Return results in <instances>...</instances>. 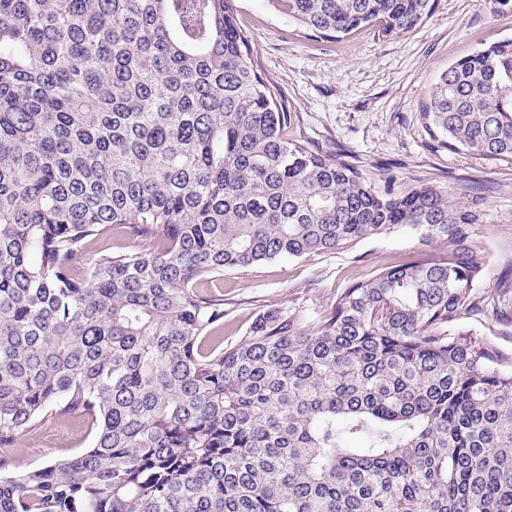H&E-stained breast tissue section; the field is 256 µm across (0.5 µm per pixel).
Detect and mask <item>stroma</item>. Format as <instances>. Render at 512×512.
<instances>
[{
	"label": "stroma",
	"mask_w": 512,
	"mask_h": 512,
	"mask_svg": "<svg viewBox=\"0 0 512 512\" xmlns=\"http://www.w3.org/2000/svg\"><path fill=\"white\" fill-rule=\"evenodd\" d=\"M238 21L255 63L292 114L289 138L346 157L364 173L424 179L446 187L469 184L482 198L476 229L486 256L478 290L512 301V157L486 160L453 150L429 135L421 112L451 62L512 38V8L498 0H435L420 24L402 34L365 28L320 39L278 12L270 0H236ZM408 227L309 258H284L211 275L202 292L224 300V341L240 342L259 314L304 304L330 306L335 295L382 268L443 252ZM82 414L46 418L13 450L21 469L73 457L93 442Z\"/></svg>",
	"instance_id": "obj_1"
}]
</instances>
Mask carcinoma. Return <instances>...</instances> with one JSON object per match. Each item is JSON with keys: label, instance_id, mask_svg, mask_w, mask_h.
Returning a JSON list of instances; mask_svg holds the SVG:
<instances>
[{"label": "carcinoma", "instance_id": "obj_1", "mask_svg": "<svg viewBox=\"0 0 512 512\" xmlns=\"http://www.w3.org/2000/svg\"><path fill=\"white\" fill-rule=\"evenodd\" d=\"M316 36L434 0H274ZM433 137L512 157V39L448 66ZM235 0H0V512H512V353L480 309L479 202L288 139ZM408 225L448 250L224 345L207 276ZM121 231L148 252L92 254ZM79 411L91 448L9 449Z\"/></svg>", "mask_w": 512, "mask_h": 512}]
</instances>
